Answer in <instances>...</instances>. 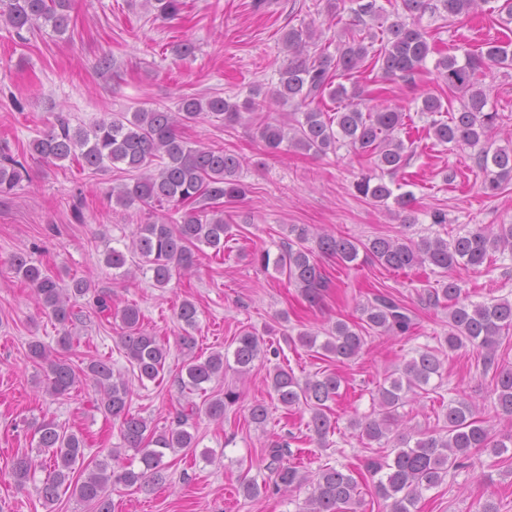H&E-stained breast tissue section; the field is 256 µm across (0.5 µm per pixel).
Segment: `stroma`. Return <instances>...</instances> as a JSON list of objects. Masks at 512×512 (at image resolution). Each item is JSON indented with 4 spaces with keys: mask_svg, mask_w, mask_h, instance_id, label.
<instances>
[{
    "mask_svg": "<svg viewBox=\"0 0 512 512\" xmlns=\"http://www.w3.org/2000/svg\"><path fill=\"white\" fill-rule=\"evenodd\" d=\"M488 17L484 6L470 26L460 30L427 15L421 25L430 42L448 53L496 40L506 25L489 22ZM351 18L346 8L328 12L326 0H183L172 19L158 16L145 0H72L64 34L39 27L20 38L0 26V153L24 156L28 170L19 187L0 195V512H91L67 494L45 510L36 483L16 486L10 474L12 457L26 453L36 461L42 458L33 421L48 419L82 435L89 462L105 459L109 449L122 444L118 425L95 408L93 388L81 384L64 396L44 391L45 370L29 359L28 344L38 340L56 346L58 326L38 305L29 285L14 274L10 260L18 252L31 254L62 284L81 277L92 280L97 289L111 291L113 307L137 304L144 328L171 342L161 376L142 384L130 376V366L116 346L117 324L87 307L71 328L73 364L84 366L92 357L111 359L114 368L129 375L133 410L157 427L169 426L179 396L183 357L174 342L182 332L176 312L183 300L193 301L199 310L192 331L198 352L233 351V337L245 328L280 350L279 355L255 360L246 379L228 367L205 392L195 393L193 399L200 404L235 386L241 398L223 421L203 414L196 418L198 446L172 455L165 484L149 494L116 486L111 497L118 512H301L308 488L269 491L254 498L238 490L242 479L267 480L265 449L273 440L289 441L291 462L308 474L326 465L350 470L361 491L357 512H386L363 464L367 458L392 454L394 446L384 440L364 444L350 423L375 416L379 385L388 375L398 374L414 350L440 348L448 310L423 301L427 291L437 287L440 273L394 271L361 258L344 267L324 257L320 263L333 286L312 305L285 276L252 264L248 255L257 249L278 254L294 224L364 240L436 235L449 240L477 225L512 224V182L497 196H485L474 149H418L407 168L416 197V221L408 225L356 192L354 184L367 160L343 149L323 157L294 151L271 154L254 127L227 126L205 117L182 128V136L196 146L237 152L246 161L242 179L249 186L247 196L224 206L234 237L223 255L205 249L197 270L174 277L166 288L154 287L142 274L123 288L114 285L104 251L109 246L124 248L147 217L110 199L112 186L122 178L120 171L94 173L72 160L49 165L29 150L30 142L59 115L72 126L86 128L112 112L175 107L181 94L245 98L252 86L276 85L286 59L282 34L288 28H313L318 46H332ZM180 41L195 45L194 56L174 55L171 47ZM105 57L112 60L111 69L101 68ZM351 81L366 104L400 106L420 128L425 125L418 112L422 96L449 95L431 68L410 82L385 79L377 70L354 74ZM481 81L490 108L500 115L493 138L505 145L512 141V69L490 68ZM445 169L456 171L454 182H443ZM436 209L446 211L447 223H432L430 213ZM453 275L471 301L512 299L511 257L496 253L478 269L458 268ZM377 290L411 309V335H371L360 356L343 364L285 345L284 334L320 332L339 319L357 320L360 305ZM440 350L441 376L398 408L394 432L441 428L449 400L459 395L478 407L492 434L512 432V420L497 417L490 403L492 377L478 369V354ZM278 365L292 368L300 378L325 369L341 375L340 395L330 404L336 429L325 440L308 429L306 412L286 410L271 393L266 378ZM257 401L268 407L261 427L249 421V409ZM208 452L214 462L205 461ZM489 502L498 512H512V450L500 457L472 450L469 467L449 471L439 486L425 491L416 512H482Z\"/></svg>",
    "mask_w": 512,
    "mask_h": 512,
    "instance_id": "35a3bbf8",
    "label": "stroma"
}]
</instances>
